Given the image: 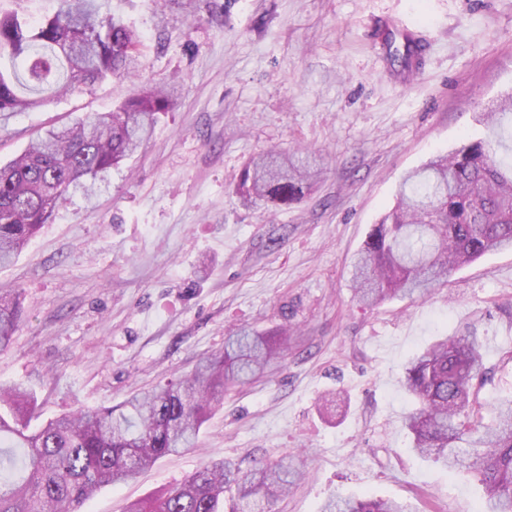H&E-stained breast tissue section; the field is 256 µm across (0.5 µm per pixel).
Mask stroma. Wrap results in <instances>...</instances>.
<instances>
[{
	"label": "stroma",
	"mask_w": 512,
	"mask_h": 512,
	"mask_svg": "<svg viewBox=\"0 0 512 512\" xmlns=\"http://www.w3.org/2000/svg\"><path fill=\"white\" fill-rule=\"evenodd\" d=\"M141 36L140 76L51 97L6 120L0 165L45 128L107 112L146 85L180 96L151 139L70 194L7 266L24 315L0 351V384L37 398L39 427L64 412L119 408L190 375L245 327L290 331L256 381L225 392L194 447L81 512H124L205 464L248 470L294 456L303 478L274 512H319L342 493L472 512L475 470L416 456L403 425L409 360L436 337H477L512 393V251L452 271L423 299L366 307L351 262L405 173L488 138L482 108L512 91V0H110ZM305 148L323 168L298 204L264 209L236 190L259 153Z\"/></svg>",
	"instance_id": "1"
}]
</instances>
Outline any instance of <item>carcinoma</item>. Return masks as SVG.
Returning <instances> with one entry per match:
<instances>
[{
	"label": "carcinoma",
	"mask_w": 512,
	"mask_h": 512,
	"mask_svg": "<svg viewBox=\"0 0 512 512\" xmlns=\"http://www.w3.org/2000/svg\"><path fill=\"white\" fill-rule=\"evenodd\" d=\"M0 116L35 109L47 90L73 95L141 71L142 40L107 7V0H62L53 16L31 23L0 13ZM178 99L174 85L151 86L110 112L49 128L0 168V265L10 263L73 188L93 195L94 182L134 154L157 116ZM512 115V94L490 112L492 128ZM502 138L461 144L406 174L394 205L376 224L354 264L353 290L365 305L423 295L454 269L485 253L512 249V164L499 155ZM319 174L307 152L252 158L237 186L250 205L288 206ZM24 313L20 293L0 292V350ZM286 341L241 329L224 354L195 373L130 396L110 407L61 414L37 430V399L0 386V512H80L102 486L136 479L158 459L190 447L212 412L213 395L250 382ZM487 382L482 345L474 336H446L407 365L404 387L414 407L405 416L411 449L448 468L475 467L484 497L479 512H512V397L480 399ZM23 449L5 456L1 446ZM300 472L287 460L243 472L224 460L206 465L178 487L130 503L125 512H270ZM320 512H410L385 499L329 498Z\"/></svg>",
	"instance_id": "cac0c4a2"
}]
</instances>
